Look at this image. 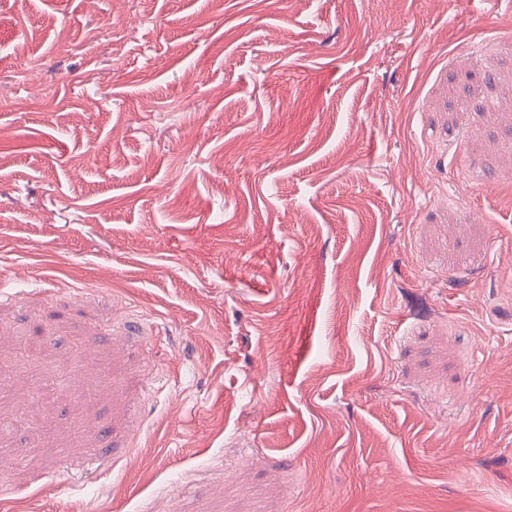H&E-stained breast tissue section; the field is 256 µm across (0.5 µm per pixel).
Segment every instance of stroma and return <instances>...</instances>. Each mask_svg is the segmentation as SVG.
Wrapping results in <instances>:
<instances>
[{"label": "stroma", "mask_w": 512, "mask_h": 512, "mask_svg": "<svg viewBox=\"0 0 512 512\" xmlns=\"http://www.w3.org/2000/svg\"><path fill=\"white\" fill-rule=\"evenodd\" d=\"M0 413V512H512V6L0 0Z\"/></svg>", "instance_id": "35a3bbf8"}]
</instances>
